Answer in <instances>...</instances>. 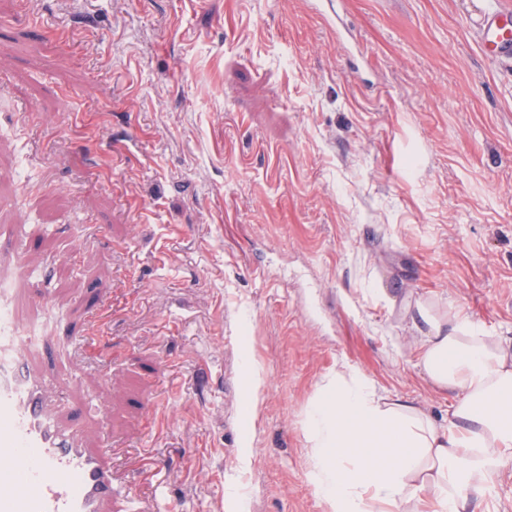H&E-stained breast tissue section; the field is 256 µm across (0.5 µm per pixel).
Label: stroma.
Wrapping results in <instances>:
<instances>
[{"label": "stroma", "instance_id": "stroma-1", "mask_svg": "<svg viewBox=\"0 0 512 512\" xmlns=\"http://www.w3.org/2000/svg\"><path fill=\"white\" fill-rule=\"evenodd\" d=\"M490 8L512 0H346L340 24L312 0H0V274L47 336L111 299L99 338L29 363L99 406L87 447L163 463L114 470L142 512H324V382L440 421L418 304L512 340Z\"/></svg>", "mask_w": 512, "mask_h": 512}]
</instances>
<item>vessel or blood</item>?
<instances>
[{
	"instance_id": "vessel-or-blood-1",
	"label": "vessel or blood",
	"mask_w": 512,
	"mask_h": 512,
	"mask_svg": "<svg viewBox=\"0 0 512 512\" xmlns=\"http://www.w3.org/2000/svg\"><path fill=\"white\" fill-rule=\"evenodd\" d=\"M478 30L489 58L512 63L511 12H485ZM18 308L0 286V512H112V451L83 447L60 419L25 359Z\"/></svg>"
}]
</instances>
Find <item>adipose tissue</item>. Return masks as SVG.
I'll return each mask as SVG.
<instances>
[{"label": "adipose tissue", "mask_w": 512, "mask_h": 512, "mask_svg": "<svg viewBox=\"0 0 512 512\" xmlns=\"http://www.w3.org/2000/svg\"><path fill=\"white\" fill-rule=\"evenodd\" d=\"M419 366L452 393L451 425L377 397L358 373L320 387L307 416L325 512H466L512 465V344L422 304Z\"/></svg>", "instance_id": "obj_1"}]
</instances>
